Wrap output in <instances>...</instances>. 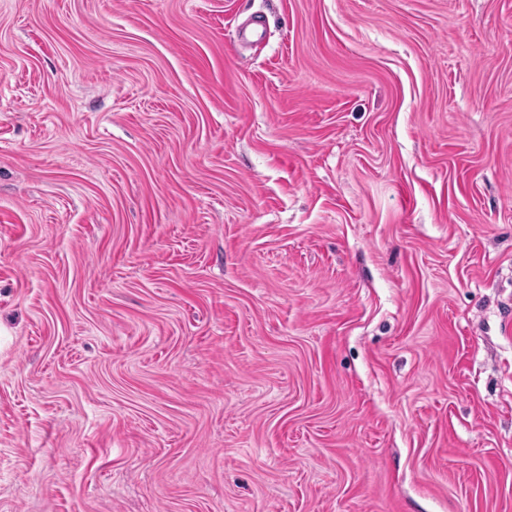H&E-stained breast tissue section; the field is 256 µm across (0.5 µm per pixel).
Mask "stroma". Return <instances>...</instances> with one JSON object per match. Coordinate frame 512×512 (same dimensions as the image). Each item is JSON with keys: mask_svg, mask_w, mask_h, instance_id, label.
<instances>
[{"mask_svg": "<svg viewBox=\"0 0 512 512\" xmlns=\"http://www.w3.org/2000/svg\"><path fill=\"white\" fill-rule=\"evenodd\" d=\"M0 512H512V0H0Z\"/></svg>", "mask_w": 512, "mask_h": 512, "instance_id": "1", "label": "stroma"}]
</instances>
